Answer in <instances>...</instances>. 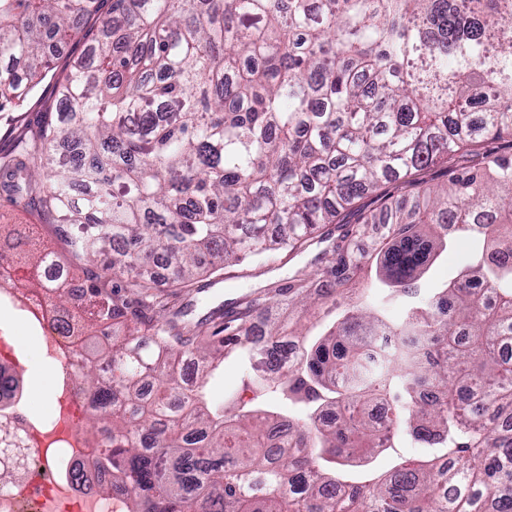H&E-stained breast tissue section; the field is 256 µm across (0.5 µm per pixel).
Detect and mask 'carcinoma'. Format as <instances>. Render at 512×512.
<instances>
[{
  "label": "carcinoma",
  "instance_id": "carcinoma-1",
  "mask_svg": "<svg viewBox=\"0 0 512 512\" xmlns=\"http://www.w3.org/2000/svg\"><path fill=\"white\" fill-rule=\"evenodd\" d=\"M101 3L0 0V112L23 106L52 48L85 44L0 192L73 228L71 254L96 265L76 315L49 287L47 258L70 273L56 254L12 255L109 364L103 378L88 359L78 381L100 491L127 512H512V0ZM436 167L446 181L425 179ZM363 224L387 226L370 254ZM471 233L475 261L417 298ZM315 244L321 286L297 272L275 310L248 302L210 336L148 315L159 258L185 288ZM358 272L381 295L268 378L312 425L211 399L225 350L275 371L285 313L337 305ZM390 299L406 301L397 320ZM387 334L394 351L370 356ZM403 435L424 455L348 469Z\"/></svg>",
  "mask_w": 512,
  "mask_h": 512
}]
</instances>
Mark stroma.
<instances>
[{
    "instance_id": "stroma-1",
    "label": "stroma",
    "mask_w": 512,
    "mask_h": 512,
    "mask_svg": "<svg viewBox=\"0 0 512 512\" xmlns=\"http://www.w3.org/2000/svg\"><path fill=\"white\" fill-rule=\"evenodd\" d=\"M56 94V82L46 77L37 87L33 97L20 109L0 112V161L9 159L18 137L43 120V104ZM0 216L28 237L30 243L65 256L69 250L64 233L58 225L44 223L35 211L11 201L0 193ZM476 253L475 245L468 239H458L442 253L421 281L425 293L443 287L456 271L469 263ZM313 251L291 253L285 250L260 260L239 265H229L223 270L222 279L211 286L182 290L178 296L168 297L166 288L155 290L157 300L167 301L171 310L188 309L192 322L201 323L204 334H211L241 308L243 302L256 300L268 304L274 288L286 282L301 269H310ZM0 336L9 337L20 361L19 376L31 394L30 408L37 414H50L54 406L55 370L45 364L40 356L38 342L29 325L10 307L0 305ZM254 370L235 357L224 360L223 371L211 389L215 400L234 398L241 405L263 404L283 410L286 416L300 419L303 411L288 406L278 394L259 389L253 382Z\"/></svg>"
}]
</instances>
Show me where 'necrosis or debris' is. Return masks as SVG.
I'll use <instances>...</instances> for the list:
<instances>
[{"mask_svg":"<svg viewBox=\"0 0 512 512\" xmlns=\"http://www.w3.org/2000/svg\"><path fill=\"white\" fill-rule=\"evenodd\" d=\"M0 301L38 328L45 355L60 369L52 421L34 417L27 396L0 401V463L15 472L0 487V512H126L124 498L99 494L91 485L97 456L79 433L87 402L70 380L84 360L79 338L62 335L17 289H1Z\"/></svg>","mask_w":512,"mask_h":512,"instance_id":"necrosis-or-debris-1","label":"necrosis or debris"}]
</instances>
